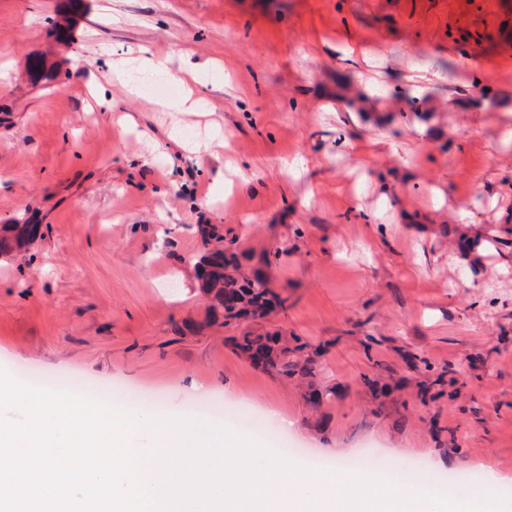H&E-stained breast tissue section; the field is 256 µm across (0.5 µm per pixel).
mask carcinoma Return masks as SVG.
<instances>
[{
  "mask_svg": "<svg viewBox=\"0 0 512 512\" xmlns=\"http://www.w3.org/2000/svg\"><path fill=\"white\" fill-rule=\"evenodd\" d=\"M197 232L204 252L196 262V278L209 315L220 314L224 324L230 325L242 319H266L285 303V299L279 298L277 306H272L268 298L271 290L261 269H253L250 275L240 272L235 240L225 239L213 224H200ZM39 237L38 224H0V255L25 253ZM233 342L234 348L250 360L255 351L262 354L264 360L260 366L267 372L285 377L314 375L313 360L305 355L308 344L297 337L291 347L288 337L278 332L265 335L246 332L233 338Z\"/></svg>",
  "mask_w": 512,
  "mask_h": 512,
  "instance_id": "1",
  "label": "carcinoma"
}]
</instances>
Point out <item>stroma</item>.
Listing matches in <instances>:
<instances>
[{
  "mask_svg": "<svg viewBox=\"0 0 512 512\" xmlns=\"http://www.w3.org/2000/svg\"><path fill=\"white\" fill-rule=\"evenodd\" d=\"M493 0H0V367L164 397L224 425L512 512V10ZM137 63L131 93L113 71ZM454 63L456 78L440 65ZM200 101L180 112L173 98ZM267 261L317 349L312 399L208 318L197 227ZM41 224H0V255L17 256L41 237Z\"/></svg>",
  "mask_w": 512,
  "mask_h": 512,
  "instance_id": "35a3bbf8",
  "label": "stroma"
}]
</instances>
